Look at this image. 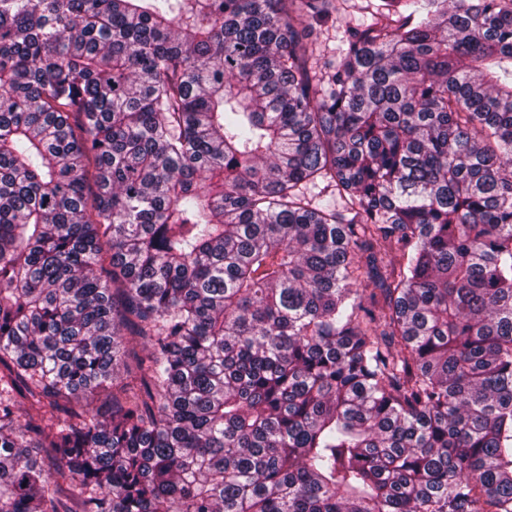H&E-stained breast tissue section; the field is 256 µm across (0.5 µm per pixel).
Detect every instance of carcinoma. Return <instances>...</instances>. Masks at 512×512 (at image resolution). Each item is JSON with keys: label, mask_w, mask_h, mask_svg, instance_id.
Masks as SVG:
<instances>
[{"label": "carcinoma", "mask_w": 512, "mask_h": 512, "mask_svg": "<svg viewBox=\"0 0 512 512\" xmlns=\"http://www.w3.org/2000/svg\"><path fill=\"white\" fill-rule=\"evenodd\" d=\"M342 2L0 0V512H512V0ZM375 1L349 0L343 3V9L326 23L314 24L316 37V58L320 63L336 55L345 33L366 16L365 7Z\"/></svg>", "instance_id": "1"}]
</instances>
